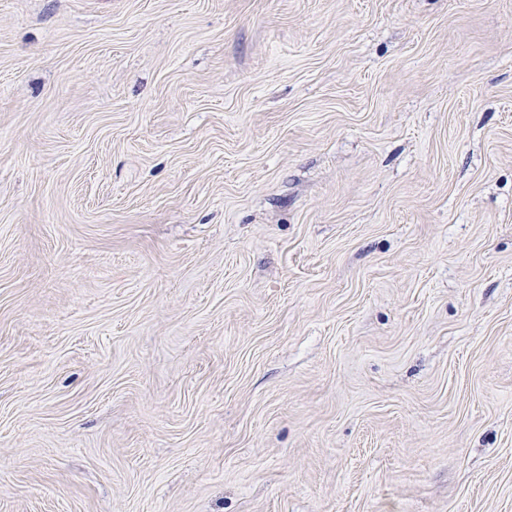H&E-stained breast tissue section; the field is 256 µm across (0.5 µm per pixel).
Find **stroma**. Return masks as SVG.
I'll return each instance as SVG.
<instances>
[{
    "label": "stroma",
    "mask_w": 512,
    "mask_h": 512,
    "mask_svg": "<svg viewBox=\"0 0 512 512\" xmlns=\"http://www.w3.org/2000/svg\"><path fill=\"white\" fill-rule=\"evenodd\" d=\"M0 512H512V0H0Z\"/></svg>",
    "instance_id": "35a3bbf8"
}]
</instances>
